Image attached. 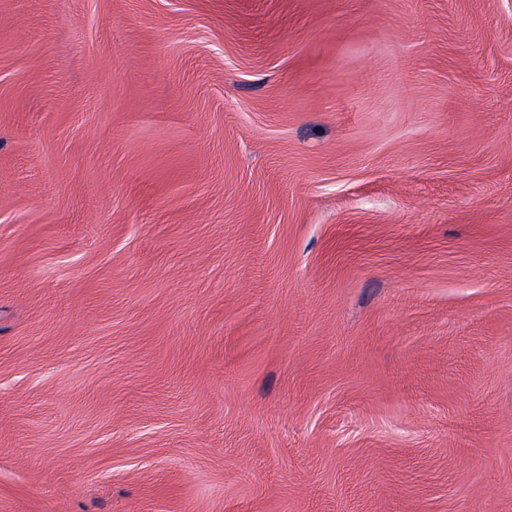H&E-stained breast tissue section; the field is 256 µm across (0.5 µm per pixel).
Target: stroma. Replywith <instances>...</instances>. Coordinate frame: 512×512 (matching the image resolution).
<instances>
[{
	"instance_id": "stroma-1",
	"label": "stroma",
	"mask_w": 512,
	"mask_h": 512,
	"mask_svg": "<svg viewBox=\"0 0 512 512\" xmlns=\"http://www.w3.org/2000/svg\"><path fill=\"white\" fill-rule=\"evenodd\" d=\"M0 512H512V0H0Z\"/></svg>"
}]
</instances>
